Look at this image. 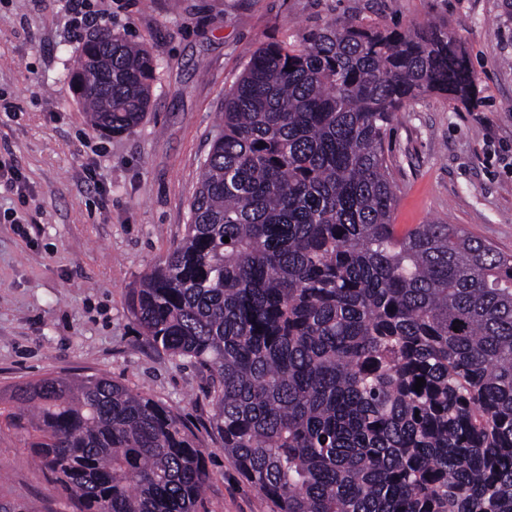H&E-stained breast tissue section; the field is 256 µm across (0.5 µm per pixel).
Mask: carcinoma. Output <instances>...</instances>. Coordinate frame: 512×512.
I'll return each mask as SVG.
<instances>
[{
  "label": "carcinoma",
  "instance_id": "obj_1",
  "mask_svg": "<svg viewBox=\"0 0 512 512\" xmlns=\"http://www.w3.org/2000/svg\"><path fill=\"white\" fill-rule=\"evenodd\" d=\"M156 69L102 28L71 82L118 134L144 120ZM433 92L476 94L433 22H331L249 51L185 235L132 289L148 346L208 373L224 452L272 512H512V255L393 223L387 127ZM11 400L72 512H207L205 455L165 403L107 376Z\"/></svg>",
  "mask_w": 512,
  "mask_h": 512
}]
</instances>
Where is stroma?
Returning a JSON list of instances; mask_svg holds the SVG:
<instances>
[{
  "label": "stroma",
  "instance_id": "35a3bbf8",
  "mask_svg": "<svg viewBox=\"0 0 512 512\" xmlns=\"http://www.w3.org/2000/svg\"><path fill=\"white\" fill-rule=\"evenodd\" d=\"M157 60L134 129H94L69 85L82 40L65 0H0V399L49 375H105L168 404L201 445L209 512H270L224 450L207 377L147 346L130 307L140 278L185 234L189 202L245 53L299 43L332 21L402 29L435 21L478 78L464 105L423 95L385 138L400 226L454 224L512 254V0H91ZM23 216L10 223L11 213ZM0 423V494L27 512H70L26 446Z\"/></svg>",
  "mask_w": 512,
  "mask_h": 512
}]
</instances>
